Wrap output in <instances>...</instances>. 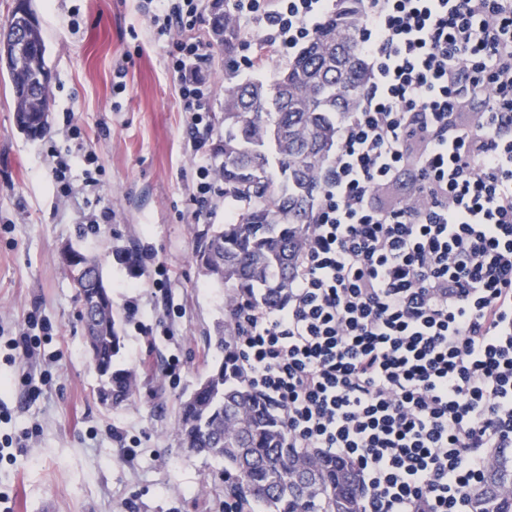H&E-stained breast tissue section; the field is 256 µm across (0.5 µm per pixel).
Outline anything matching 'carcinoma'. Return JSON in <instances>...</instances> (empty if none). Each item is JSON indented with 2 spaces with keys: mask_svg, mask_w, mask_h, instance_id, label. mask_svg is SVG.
<instances>
[{
  "mask_svg": "<svg viewBox=\"0 0 512 512\" xmlns=\"http://www.w3.org/2000/svg\"><path fill=\"white\" fill-rule=\"evenodd\" d=\"M225 0H212L210 28L235 48V33L224 30ZM364 0H336V10L312 41L270 82H240L224 63V139L215 164L224 191L242 199L234 224H206L196 231L194 260L224 285V325L210 345L224 354L182 404L176 432L195 454L224 460L234 475L229 495L248 512H361L364 489L355 464L316 448H290L278 412L243 381L233 345L234 307L247 300L275 309L288 301L321 192V177L336 149L342 116L360 107L369 82L357 35ZM8 28L22 32L33 51L16 54L0 40V73L15 96L21 133L50 129V91L38 84L51 75L39 22L12 12ZM280 177H275L272 167ZM77 293L83 334L91 335L102 378L98 394L112 403L129 400L139 374L116 363L121 349V315L103 297L98 259ZM473 512H512V453L494 450L483 482L471 492Z\"/></svg>",
  "mask_w": 512,
  "mask_h": 512,
  "instance_id": "cac0c4a2",
  "label": "carcinoma"
}]
</instances>
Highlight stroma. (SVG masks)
Here are the masks:
<instances>
[{"mask_svg":"<svg viewBox=\"0 0 512 512\" xmlns=\"http://www.w3.org/2000/svg\"><path fill=\"white\" fill-rule=\"evenodd\" d=\"M137 0H32L52 80L50 132L32 140L14 120L0 79V512H222L224 463L182 448V402L220 357L208 338L224 321V289L192 257L195 168L165 49ZM126 70L114 93L112 72ZM89 136L99 185L83 188L73 126ZM71 155L62 197L55 154ZM110 208L91 229L88 213ZM72 245L102 265L122 316L116 361L139 372L133 398L102 404L79 302L58 253ZM151 248L175 277L167 294L153 268L133 269L129 247ZM178 315L166 316L167 303ZM137 312H130V304ZM32 336V357L12 346Z\"/></svg>","mask_w":512,"mask_h":512,"instance_id":"obj_1","label":"stroma"}]
</instances>
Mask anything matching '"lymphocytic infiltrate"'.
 Returning <instances> with one entry per match:
<instances>
[{"label": "lymphocytic infiltrate", "instance_id": "1", "mask_svg": "<svg viewBox=\"0 0 512 512\" xmlns=\"http://www.w3.org/2000/svg\"><path fill=\"white\" fill-rule=\"evenodd\" d=\"M204 0H140L167 46L191 133L209 127ZM263 74L317 32L329 0H227ZM370 81L343 119L293 291L237 307L236 359L289 447L356 465L362 512H470L512 448V0H365ZM196 222L238 201L200 146Z\"/></svg>", "mask_w": 512, "mask_h": 512}]
</instances>
